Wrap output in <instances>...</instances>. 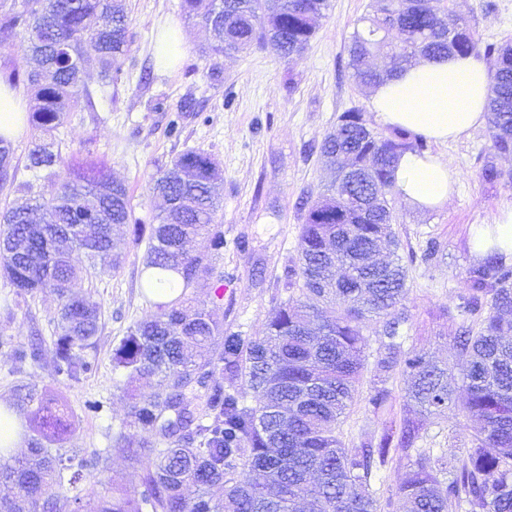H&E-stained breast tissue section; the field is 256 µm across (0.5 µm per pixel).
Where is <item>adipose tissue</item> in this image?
<instances>
[{
  "label": "adipose tissue",
  "instance_id": "ef3b65f1",
  "mask_svg": "<svg viewBox=\"0 0 512 512\" xmlns=\"http://www.w3.org/2000/svg\"><path fill=\"white\" fill-rule=\"evenodd\" d=\"M489 83L488 66L475 55L421 61L371 87L366 107L381 126L445 143L485 122ZM456 180L454 167L442 156L407 152L397 165L395 190L412 209L432 210L450 202ZM491 249L512 258V206L477 232L475 254Z\"/></svg>",
  "mask_w": 512,
  "mask_h": 512
}]
</instances>
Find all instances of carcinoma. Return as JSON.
Masks as SVG:
<instances>
[{"mask_svg": "<svg viewBox=\"0 0 512 512\" xmlns=\"http://www.w3.org/2000/svg\"><path fill=\"white\" fill-rule=\"evenodd\" d=\"M444 0H374L365 26L353 32L348 66L355 80L383 83L414 59L474 54L492 57L488 129L496 155L512 154V44L483 41L443 5ZM328 0H183L190 19L211 34L210 50L244 52L257 45L290 61L303 55L316 33ZM0 26L30 44L35 67L26 85L37 102L29 124L48 134L78 104L82 74L90 63L110 82L120 79L130 50L125 0H25L23 9L3 16ZM380 56L381 67L366 65ZM427 140L403 128L378 131L363 110L342 113L320 153L332 170L363 174L371 189L333 180L310 201L299 236V265L288 270L298 296L275 304L267 334L256 338L224 329L204 307L188 305L197 281H214L212 302L223 298L224 272L211 260L224 252V230L215 223L223 173L211 156L187 150L158 171L155 189L165 200L162 214L145 223L134 217L126 187L103 169L74 168L54 148L35 141L28 168L57 178L47 202L25 201L0 212V272L18 293L44 288L62 299L52 348L55 373L78 381L94 362L83 355L94 347L100 307L70 294L81 268L75 252L112 270L125 259L115 224L132 225L134 247L146 245L145 287L171 283L181 291L152 302L155 311L136 322L112 356L113 369L127 382L160 376L161 393H133L130 423L151 434L127 445L139 483L112 493V502L76 494L42 498L48 484L76 486L83 471L105 461L62 450L73 419L67 404L28 385L17 388L15 413L25 423L27 453L0 461V482L14 492L0 496V512H512V266L495 251L466 270L470 293L462 312L487 305L478 331L466 329L457 344L467 358L468 397L464 412L472 424V447L461 458L421 455L396 497L379 510L370 485L373 456L385 460L390 435L379 448H345L336 424L353 402L366 344L362 327L373 316H388L407 293V269L399 260L374 259L381 242L399 249L394 172L400 156L422 154ZM14 147L0 135V189L11 182ZM201 239L205 250L187 244ZM400 318L385 322L377 366L398 365ZM219 370L241 374L256 395L245 403L224 387ZM411 378L408 396L427 411L452 403L455 378L425 354L404 359ZM214 486L224 495L215 499Z\"/></svg>", "mask_w": 512, "mask_h": 512, "instance_id": "1", "label": "carcinoma"}]
</instances>
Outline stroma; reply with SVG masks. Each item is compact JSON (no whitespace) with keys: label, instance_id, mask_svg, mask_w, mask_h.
<instances>
[{"label":"stroma","instance_id":"35a3bbf8","mask_svg":"<svg viewBox=\"0 0 512 512\" xmlns=\"http://www.w3.org/2000/svg\"><path fill=\"white\" fill-rule=\"evenodd\" d=\"M447 0L484 41H512V0ZM182 0H126L131 48L117 84L102 86L97 65L84 76L96 90V109L68 113L52 137L62 157L72 163L92 159L105 166L112 179L125 184L135 217L151 220L164 205L152 178L186 150L215 158L223 172L222 203L216 221L224 228V252L213 258L226 274L224 298L215 315L225 329L246 336H264L270 309L292 294L286 271L299 261L298 239L305 222L307 200L327 180L320 156L325 135L351 107H364L366 88L347 66V46L360 18L370 12V0H330L315 37L304 55L288 63L258 47L234 54H208L207 31L189 21ZM179 29L183 44L177 59L158 63L154 46L160 27ZM197 109L181 111L183 101ZM179 120L180 137L168 134L171 120ZM34 132L31 126L13 140L16 185L0 190V209L19 197L50 199V180L34 177L27 155ZM431 153L447 159L459 180L452 201L443 208L420 212L397 202L393 229L398 254L408 271L407 295L398 310L406 318L396 339L401 351L425 353L432 362L452 367L458 381L452 403L441 412H427L410 402L409 376L397 369L381 374L376 357L384 339V321L367 320L366 346L358 396L341 417L337 431L349 450L378 445L386 430L414 426L415 447L391 446L385 461L373 464L382 496L394 495L414 466L420 449L463 456L471 446L472 429L464 412L467 388L460 377L465 358L456 348L461 326L477 327L479 314L459 315L468 293L465 272L474 262L472 238L484 224L494 223L501 209L512 206V155L492 158L487 126H479L456 140L431 143ZM494 159L502 176L485 181L482 168ZM439 251L425 260L428 241ZM144 248H128L117 270L85 267L71 285L72 293L90 296L100 307L99 329L88 354L96 368L80 382L60 380L54 371L50 336L61 299L51 289L20 295L0 275V402L12 404L18 385L28 384L61 395L75 423L64 441L67 449L90 454L104 451L101 469H88L75 491L108 501L112 491L132 487L136 470L112 440L124 432L140 442L146 433L131 425L125 377L112 369V352L130 327L151 307L144 282ZM39 346L37 362L15 371L13 350ZM386 387L391 398L383 410H373L368 397ZM103 402L98 415L87 414V400Z\"/></svg>","mask_w":512,"mask_h":512}]
</instances>
